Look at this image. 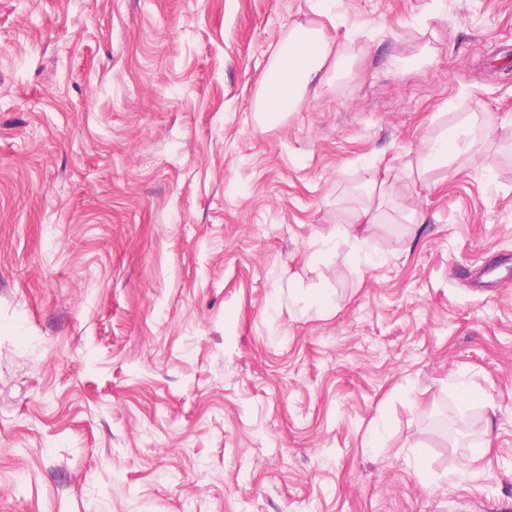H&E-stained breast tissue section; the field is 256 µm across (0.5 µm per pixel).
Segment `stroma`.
Listing matches in <instances>:
<instances>
[{
	"label": "stroma",
	"mask_w": 512,
	"mask_h": 512,
	"mask_svg": "<svg viewBox=\"0 0 512 512\" xmlns=\"http://www.w3.org/2000/svg\"><path fill=\"white\" fill-rule=\"evenodd\" d=\"M428 2L0 0V512H512V0ZM343 68L322 28L296 22L273 57L255 103L260 125L279 120L308 93L317 94ZM471 122L470 118H466L459 125L443 129L426 152L420 153L415 161L409 159L405 162V171L408 174L417 172L421 176L425 170L448 165V161L466 153L472 147L468 138Z\"/></svg>",
	"instance_id": "35a3bbf8"
}]
</instances>
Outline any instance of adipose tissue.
<instances>
[{"label":"adipose tissue","instance_id":"1","mask_svg":"<svg viewBox=\"0 0 512 512\" xmlns=\"http://www.w3.org/2000/svg\"><path fill=\"white\" fill-rule=\"evenodd\" d=\"M343 67V58L322 28L295 23L273 57L255 103L261 124L279 120L294 109L308 93L319 92ZM470 121L443 129L426 152L406 161L407 173H421L447 165L472 146L468 137Z\"/></svg>","mask_w":512,"mask_h":512}]
</instances>
